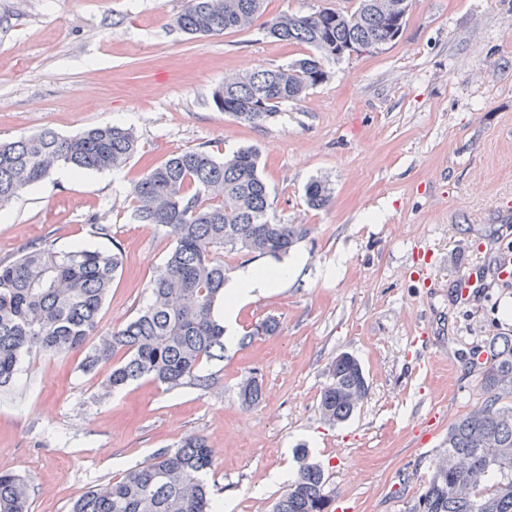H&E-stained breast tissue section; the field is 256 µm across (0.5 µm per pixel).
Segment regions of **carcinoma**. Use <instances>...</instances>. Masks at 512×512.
Segmentation results:
<instances>
[{"label":"carcinoma","instance_id":"obj_1","mask_svg":"<svg viewBox=\"0 0 512 512\" xmlns=\"http://www.w3.org/2000/svg\"><path fill=\"white\" fill-rule=\"evenodd\" d=\"M266 0H186L172 20L188 35L222 36L252 27L279 42L308 47L286 66L224 77L214 90L217 110L261 127L282 107L298 101L327 78L324 61L364 44L383 46L402 31L409 11L392 15L385 0H355L352 9L268 15ZM138 152L131 127L91 128L76 136L52 130L0 142V211L24 190L63 165L76 172H108ZM133 219L161 227L174 242L148 286L149 301L121 329L99 333V315L123 253L75 247L56 251L32 246L0 260V387L11 386L32 350L53 355L82 352V367L112 361L105 388L119 390L150 378L169 389L203 386V362L224 353V325L215 315L224 302V254L279 260L302 230L269 216V190L256 147L219 157L204 147L169 156L148 169L130 191ZM313 209L332 201L318 179L305 187ZM483 372V404L448 428V447L417 496L413 512H512V336L489 347ZM320 411L332 423L348 420L368 386L356 358L342 354L327 368ZM263 383L250 377L239 388L243 404L260 401ZM295 480L273 512H328L330 495L321 467L299 449ZM214 466L203 436L191 434L127 470L117 481L86 491L71 512H212L205 476ZM0 512H31L24 480L0 472Z\"/></svg>","mask_w":512,"mask_h":512}]
</instances>
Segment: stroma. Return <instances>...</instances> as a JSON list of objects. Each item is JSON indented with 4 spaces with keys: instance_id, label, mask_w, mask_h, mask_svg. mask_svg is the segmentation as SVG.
<instances>
[{
    "instance_id": "stroma-1",
    "label": "stroma",
    "mask_w": 512,
    "mask_h": 512,
    "mask_svg": "<svg viewBox=\"0 0 512 512\" xmlns=\"http://www.w3.org/2000/svg\"><path fill=\"white\" fill-rule=\"evenodd\" d=\"M186 0H0V140L122 124L140 140L123 169L60 166L15 199L0 260L32 244L120 245L124 269L100 313L109 333L148 300L173 247L134 223L129 191L145 169L201 146L261 151L270 215L304 233L292 280L239 308L241 340L201 367L208 388L140 380L104 393L109 365L81 355L25 358L0 389V471L24 477L32 512H69L93 487L199 434L216 453L206 481L219 512H273L298 447L349 512H411L449 425L485 399L482 365L512 336V0H413L402 34L325 63L327 79L264 126L218 111L225 74L276 68L305 47L260 30L190 36L171 27ZM333 199L310 208L313 179ZM111 225L94 236L91 217ZM477 273L478 288L457 279ZM275 319L272 334L256 333ZM347 353L368 394L350 419L319 409L327 367ZM262 400L242 405L250 375Z\"/></svg>"
}]
</instances>
